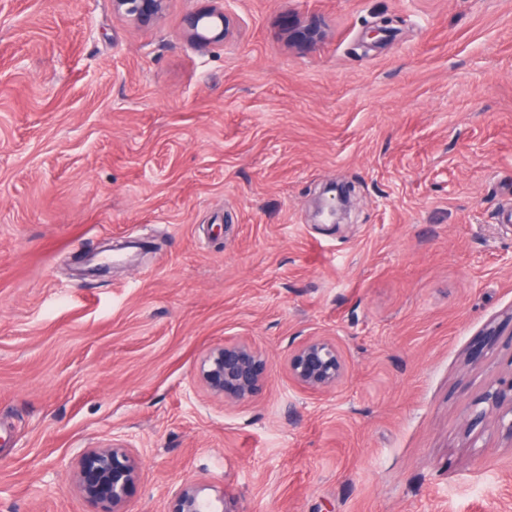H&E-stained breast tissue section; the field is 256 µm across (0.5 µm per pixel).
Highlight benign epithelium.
Instances as JSON below:
<instances>
[{
    "instance_id": "1",
    "label": "benign epithelium",
    "mask_w": 512,
    "mask_h": 512,
    "mask_svg": "<svg viewBox=\"0 0 512 512\" xmlns=\"http://www.w3.org/2000/svg\"><path fill=\"white\" fill-rule=\"evenodd\" d=\"M168 0H112L113 12L138 25H152L164 14ZM185 36L201 46L224 42L231 34L224 0H210L206 8L187 15L183 21ZM323 37L318 24H297L289 41L299 46L313 44ZM351 189L331 184L324 190L315 217L323 224H337L346 212ZM496 330L486 329L484 338L469 352L473 362H481L493 350ZM288 374L300 388L320 393L336 388L346 365L336 339L310 336L288 356ZM269 372L264 355L245 342H226L208 350L198 367V381L203 389L226 402H245L262 389ZM495 416L497 426L512 440V378L489 384L470 407L467 426L474 430ZM140 466L132 450L114 444L86 448L77 461L75 483L82 496L100 512H126L129 495L140 479ZM200 483L183 485L172 497L168 512H233L225 498H213Z\"/></svg>"
}]
</instances>
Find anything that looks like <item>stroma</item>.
Returning <instances> with one entry per match:
<instances>
[{
    "instance_id": "stroma-1",
    "label": "stroma",
    "mask_w": 512,
    "mask_h": 512,
    "mask_svg": "<svg viewBox=\"0 0 512 512\" xmlns=\"http://www.w3.org/2000/svg\"><path fill=\"white\" fill-rule=\"evenodd\" d=\"M206 5L0 0V512H93L77 456L114 443L127 512L187 483L234 512H512V442L466 431L512 378V0H227L201 48ZM129 241L138 265L81 275ZM310 336L336 389L288 375ZM227 340L269 360L252 400L197 383ZM168 0H112L113 12L138 25L155 24L164 14ZM206 8L187 15L183 21L185 36L201 46L224 42L231 34L230 20L223 0H210ZM329 196H325L329 194ZM351 197V189L344 184H330L320 197L315 217L319 223L336 224L340 223L342 215L346 212ZM288 374L300 388L320 393L336 388L342 381L346 365L335 338L310 336L288 356Z\"/></svg>"
}]
</instances>
